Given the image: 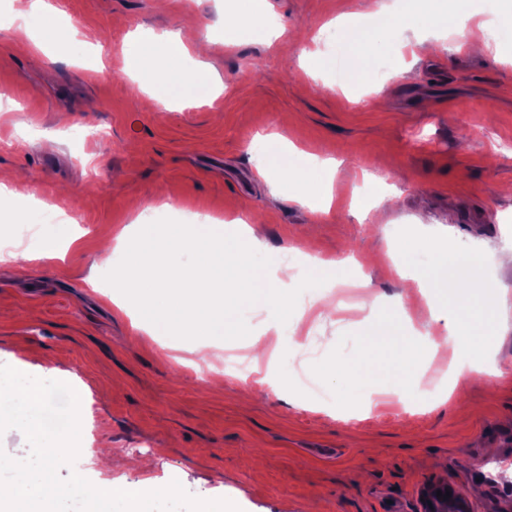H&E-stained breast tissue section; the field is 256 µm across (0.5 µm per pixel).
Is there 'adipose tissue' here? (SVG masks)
Instances as JSON below:
<instances>
[{
	"label": "adipose tissue",
	"mask_w": 512,
	"mask_h": 512,
	"mask_svg": "<svg viewBox=\"0 0 512 512\" xmlns=\"http://www.w3.org/2000/svg\"><path fill=\"white\" fill-rule=\"evenodd\" d=\"M361 18L362 26L347 39L345 50L362 65L386 51L396 28L431 31L438 46L450 40L475 53L487 48L460 11L438 15L422 10L407 15L387 0H365ZM24 27L29 37L47 35L76 59L94 46L93 35L64 28L44 0H32ZM150 43L148 51L130 49L126 72L143 85L151 99L166 106L215 94V78L203 63L187 67L193 45L182 33L154 35ZM257 169L270 185L284 180L296 185L299 203L317 196L325 206L333 204L336 163L332 158L269 137ZM233 224L237 236L231 241L225 239L220 224H130L116 236L113 247L102 249L98 262L112 271L116 290L112 301L130 317L134 329L167 335L196 348L237 335L249 312L264 310L276 316V334L281 346H288L300 329L299 322L288 317L286 283L296 277L294 269L284 265L270 271L266 260L258 256L253 228L239 218ZM469 262L463 253L439 251L430 255L422 270L437 294L429 304L430 316L443 320L445 328L444 335L425 339L434 351L478 346L491 333L489 316L499 302L496 289L480 286L474 276L465 280L450 276ZM349 274L345 262L308 261L307 273L300 280L310 307L320 306L326 281H342ZM377 343V338L368 337L337 363L345 383L357 389L392 375L400 386H407V371L415 357L413 345L401 338L398 365L392 371L370 358L369 350Z\"/></svg>",
	"instance_id": "adipose-tissue-1"
}]
</instances>
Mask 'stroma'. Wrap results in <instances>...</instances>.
<instances>
[{
	"instance_id": "obj_1",
	"label": "stroma",
	"mask_w": 512,
	"mask_h": 512,
	"mask_svg": "<svg viewBox=\"0 0 512 512\" xmlns=\"http://www.w3.org/2000/svg\"><path fill=\"white\" fill-rule=\"evenodd\" d=\"M63 19L103 46L98 70L0 29V172L17 196L39 205L23 216L0 204V237L16 224L46 227L70 216L77 243L54 260L0 262V364L22 358L32 373L51 365L82 387L81 453L61 477L99 483L146 458L154 483L178 481L193 497L226 499L240 512H420V492L445 484L472 512H512V488L495 460L512 462V34L486 28L489 50L425 55L394 33L359 86L342 92L347 61L336 58L339 14L356 21L361 0H265L268 18L292 44L290 62L258 37L229 43L225 13L237 0H50ZM191 30L221 79L220 96L167 110L123 72L131 35ZM336 62L312 75V55ZM401 78H392L395 69ZM387 101L376 109L369 87ZM91 131L74 140L73 130ZM323 145L336 161L335 202L296 204L259 176L263 137ZM387 158V167L375 166ZM379 169L396 192L385 212L360 218L352 197L364 171ZM158 223L207 213L252 217L265 256L358 263L369 288L329 289V307L305 319L287 351L261 360L255 382L223 369L267 315L249 313L241 335L190 352L164 336L134 331L116 310L96 266L103 237L135 221ZM467 252L499 288L495 338L457 356H420L410 391L393 383L353 393L332 372L361 338L420 298L394 266L424 264L430 250ZM103 291H94L93 281ZM471 365L466 382L448 372ZM110 467L90 464L101 441Z\"/></svg>"
}]
</instances>
